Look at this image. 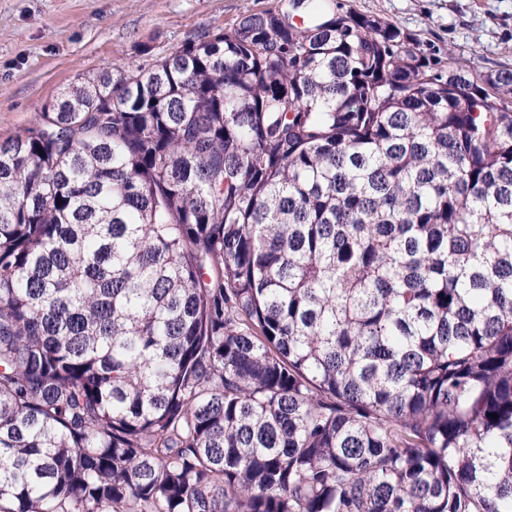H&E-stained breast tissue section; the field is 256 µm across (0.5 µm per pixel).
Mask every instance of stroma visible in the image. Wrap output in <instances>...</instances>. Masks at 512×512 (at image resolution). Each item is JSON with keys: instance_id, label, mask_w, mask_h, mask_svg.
Listing matches in <instances>:
<instances>
[{"instance_id": "stroma-1", "label": "stroma", "mask_w": 512, "mask_h": 512, "mask_svg": "<svg viewBox=\"0 0 512 512\" xmlns=\"http://www.w3.org/2000/svg\"><path fill=\"white\" fill-rule=\"evenodd\" d=\"M416 35L431 52L512 65V0H339ZM278 0H0V142L32 126L60 90L128 70L186 38Z\"/></svg>"}]
</instances>
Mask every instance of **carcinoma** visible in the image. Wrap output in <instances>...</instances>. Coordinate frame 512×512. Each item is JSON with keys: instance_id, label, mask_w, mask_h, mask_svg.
<instances>
[{"instance_id": "cac0c4a2", "label": "carcinoma", "mask_w": 512, "mask_h": 512, "mask_svg": "<svg viewBox=\"0 0 512 512\" xmlns=\"http://www.w3.org/2000/svg\"><path fill=\"white\" fill-rule=\"evenodd\" d=\"M0 512H512V67L280 0L0 143Z\"/></svg>"}]
</instances>
